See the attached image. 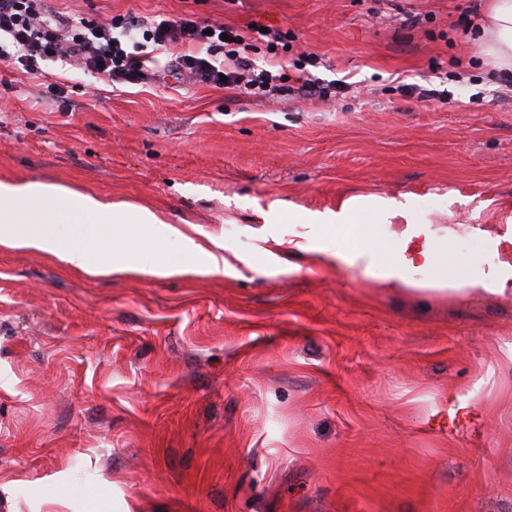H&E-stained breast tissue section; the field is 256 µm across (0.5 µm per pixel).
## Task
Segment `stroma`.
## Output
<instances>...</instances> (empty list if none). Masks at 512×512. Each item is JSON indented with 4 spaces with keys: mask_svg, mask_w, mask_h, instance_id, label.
Returning <instances> with one entry per match:
<instances>
[{
    "mask_svg": "<svg viewBox=\"0 0 512 512\" xmlns=\"http://www.w3.org/2000/svg\"><path fill=\"white\" fill-rule=\"evenodd\" d=\"M488 0H50L80 18L193 13L291 32L292 65L355 83L271 98L175 78L113 88L0 63V181L151 208L126 246L170 276L90 273L0 243V512H512V289L374 288L303 216L403 204L460 271L512 216V92L463 30ZM432 22L405 27L406 13ZM445 81L446 100L400 91ZM75 107L58 111L46 86Z\"/></svg>",
    "mask_w": 512,
    "mask_h": 512,
    "instance_id": "obj_1",
    "label": "stroma"
}]
</instances>
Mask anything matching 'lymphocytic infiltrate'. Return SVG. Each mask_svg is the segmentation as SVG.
<instances>
[{"label":"lymphocytic infiltrate","mask_w":512,"mask_h":512,"mask_svg":"<svg viewBox=\"0 0 512 512\" xmlns=\"http://www.w3.org/2000/svg\"><path fill=\"white\" fill-rule=\"evenodd\" d=\"M285 38L278 29L264 33L256 26L236 28L190 14L160 21L133 14L74 20L55 11L49 0H0V62L37 77L52 61L110 84L140 85L161 68L159 50L180 44L186 51L172 61V72L205 84L259 97L287 90L327 98L345 89L342 80L327 82L307 72L292 79L258 63V44L274 55Z\"/></svg>","instance_id":"f902f5d3"}]
</instances>
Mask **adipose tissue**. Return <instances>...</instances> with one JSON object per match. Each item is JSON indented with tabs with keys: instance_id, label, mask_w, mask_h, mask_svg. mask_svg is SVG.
<instances>
[{
	"instance_id": "obj_1",
	"label": "adipose tissue",
	"mask_w": 512,
	"mask_h": 512,
	"mask_svg": "<svg viewBox=\"0 0 512 512\" xmlns=\"http://www.w3.org/2000/svg\"><path fill=\"white\" fill-rule=\"evenodd\" d=\"M487 17V25L481 28L485 52L499 65L512 66V0H490ZM0 224L8 226L11 246L47 252L83 269L102 263L113 273L143 268V261L125 251L114 238L112 228L116 225L179 240L189 252L202 257L199 272L218 271L222 263L221 257L197 245L178 227L164 223L145 207L52 182H0ZM366 231L374 248L364 253L354 249L350 256L366 259L372 287L409 285L408 273L418 267L433 272L435 287L455 294H499L512 287L511 225L497 237L502 245L498 265L466 274L450 266L442 244L432 241L416 225H405L391 243L375 225H368Z\"/></svg>"
}]
</instances>
